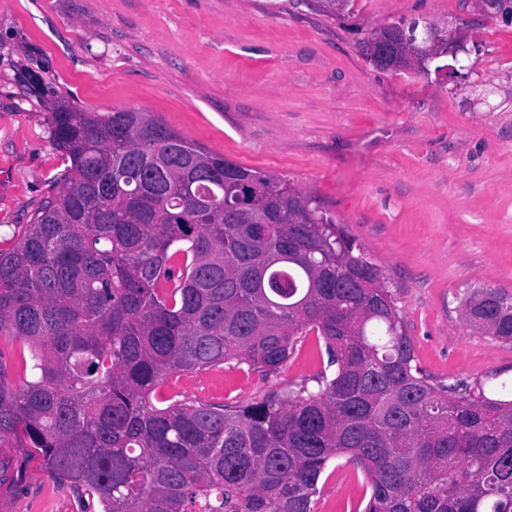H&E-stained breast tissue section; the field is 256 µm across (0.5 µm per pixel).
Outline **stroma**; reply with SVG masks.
I'll return each mask as SVG.
<instances>
[{
  "mask_svg": "<svg viewBox=\"0 0 512 512\" xmlns=\"http://www.w3.org/2000/svg\"><path fill=\"white\" fill-rule=\"evenodd\" d=\"M433 25L463 45L440 71H380L377 27ZM134 108L228 160L315 195L383 267L420 366L446 384L512 378V346L461 316L464 294H512V25L476 0H0V250L11 249L66 166L48 115ZM333 374L307 336L279 371L230 360L166 392L250 402ZM316 512H362L345 459ZM20 435L0 440V512H85Z\"/></svg>",
  "mask_w": 512,
  "mask_h": 512,
  "instance_id": "35a3bbf8",
  "label": "stroma"
}]
</instances>
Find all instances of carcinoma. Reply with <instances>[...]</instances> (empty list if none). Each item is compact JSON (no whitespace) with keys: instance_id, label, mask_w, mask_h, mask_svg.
I'll list each match as a JSON object with an SVG mask.
<instances>
[{"instance_id":"obj_1","label":"carcinoma","mask_w":512,"mask_h":512,"mask_svg":"<svg viewBox=\"0 0 512 512\" xmlns=\"http://www.w3.org/2000/svg\"><path fill=\"white\" fill-rule=\"evenodd\" d=\"M70 162L0 250V439L103 512H315L344 458L362 512H512V381L437 382L417 364L384 272L316 197L147 112L59 105ZM268 216L269 224L257 220ZM477 331L512 343V295L473 294ZM331 377L250 404L163 395L230 359L275 372L310 332ZM23 342L18 339L2 338L0 339V347L4 353L5 361L7 364L8 377L7 381L13 387H18L22 384L21 375H19L13 365L12 358L15 354H18L20 349L23 347Z\"/></svg>"}]
</instances>
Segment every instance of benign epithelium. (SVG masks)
Returning <instances> with one entry per match:
<instances>
[{"label": "benign epithelium", "mask_w": 512, "mask_h": 512, "mask_svg": "<svg viewBox=\"0 0 512 512\" xmlns=\"http://www.w3.org/2000/svg\"><path fill=\"white\" fill-rule=\"evenodd\" d=\"M419 22L408 27L390 30L365 41L368 55L377 60L400 68L411 63L426 64L444 53L457 54L458 47L449 44L430 26L424 27V36H417Z\"/></svg>", "instance_id": "1"}]
</instances>
